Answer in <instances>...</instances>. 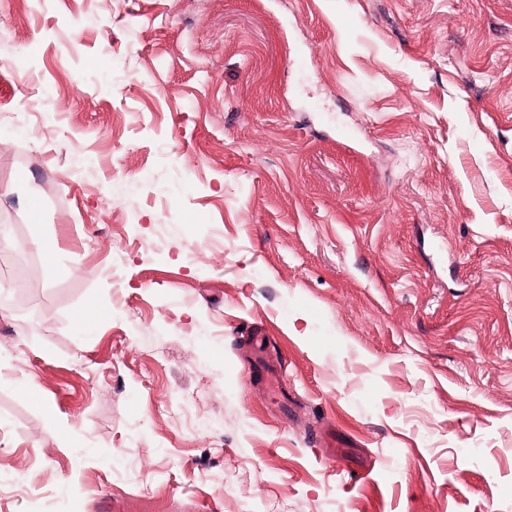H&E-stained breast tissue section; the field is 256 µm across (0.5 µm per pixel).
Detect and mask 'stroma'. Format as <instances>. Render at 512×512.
<instances>
[{
	"label": "stroma",
	"mask_w": 512,
	"mask_h": 512,
	"mask_svg": "<svg viewBox=\"0 0 512 512\" xmlns=\"http://www.w3.org/2000/svg\"><path fill=\"white\" fill-rule=\"evenodd\" d=\"M0 74V512H512V0H0Z\"/></svg>",
	"instance_id": "stroma-1"
}]
</instances>
